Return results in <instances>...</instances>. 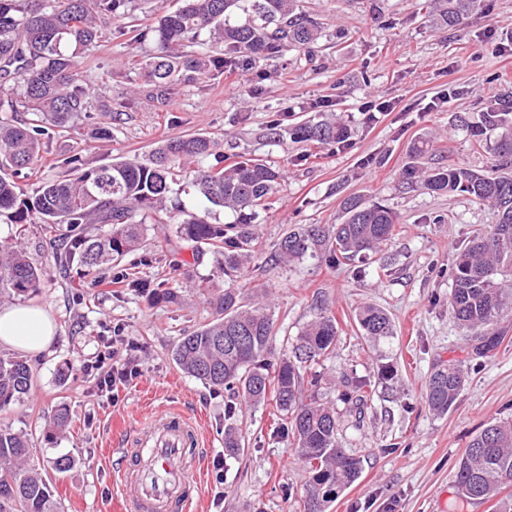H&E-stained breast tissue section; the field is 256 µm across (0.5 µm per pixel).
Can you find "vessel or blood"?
Returning a JSON list of instances; mask_svg holds the SVG:
<instances>
[{"label":"vessel or blood","instance_id":"obj_1","mask_svg":"<svg viewBox=\"0 0 512 512\" xmlns=\"http://www.w3.org/2000/svg\"><path fill=\"white\" fill-rule=\"evenodd\" d=\"M193 429L183 414L163 413L142 425L134 447L119 449L122 512H190L200 464Z\"/></svg>","mask_w":512,"mask_h":512}]
</instances>
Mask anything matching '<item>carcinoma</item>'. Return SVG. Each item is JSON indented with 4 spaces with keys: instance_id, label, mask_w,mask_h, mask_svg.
I'll return each instance as SVG.
<instances>
[{
    "instance_id": "obj_1",
    "label": "carcinoma",
    "mask_w": 512,
    "mask_h": 512,
    "mask_svg": "<svg viewBox=\"0 0 512 512\" xmlns=\"http://www.w3.org/2000/svg\"><path fill=\"white\" fill-rule=\"evenodd\" d=\"M0 0V78L16 88L0 89V216L12 224H39L53 235L57 261L76 265L86 277L136 250L150 214L169 209L178 237L222 258L231 278L252 257L258 210L283 178L273 165L247 159L224 166L209 162L211 140L184 135L161 142L149 153L118 157L95 168L82 167L75 153L63 159L68 174L45 183L30 195L21 185L40 156L42 137L80 115L92 119L87 97L91 81L79 61L80 49L94 44L98 22L110 18L115 33L128 0ZM477 0H445L437 21L461 30ZM207 34L223 45L214 57L202 50L185 52L188 43L205 46ZM317 23L299 11L297 0H181L157 22L133 37L148 39L155 51L142 62L151 93L163 98L174 86L196 76L221 72L226 65L250 64L283 49L308 47L319 38ZM31 114L29 119L19 113ZM470 136L493 157L489 173L450 164L422 170L411 162L403 178L434 193L459 191L498 211V223L476 233L457 250L448 308L458 324L477 331V347L487 353L498 344L500 325L512 321L506 300L512 295V86L484 106L480 120L461 119ZM295 138L320 144L346 142L342 123H310L293 130ZM184 173L206 204L205 214L190 212L169 197L174 176ZM218 207L235 215L231 224H213L208 213ZM340 224H298L281 236L277 257L284 263L326 258L333 262L369 259L394 237L397 216L380 203L357 196L342 201ZM44 272L31 262L19 238H0V293L34 294ZM124 287L144 293L153 303H179L165 283L127 276ZM213 319L182 337L172 351L188 375L228 394L224 403V456L245 452L238 423L242 406H258L273 397L278 429L291 442L308 473L303 512H325L339 490L362 473L359 458L338 443L341 416L318 398L320 372L307 369L328 359L336 348V317L320 310L289 344L276 348L273 315L243 289L230 283L211 297ZM356 322L370 339L394 335L390 317L367 307ZM465 382L456 363L440 366L425 385L428 408L439 415L454 405ZM32 387L29 365L0 356V411L21 401ZM364 384L354 381L339 393L347 411L362 414ZM34 448L26 435L0 427V512H56L52 490L31 465ZM512 483V422L486 425L457 462L455 487L465 502L491 500Z\"/></svg>"
}]
</instances>
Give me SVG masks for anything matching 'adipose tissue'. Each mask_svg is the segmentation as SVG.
Here are the masks:
<instances>
[{
	"instance_id": "obj_1",
	"label": "adipose tissue",
	"mask_w": 512,
	"mask_h": 512,
	"mask_svg": "<svg viewBox=\"0 0 512 512\" xmlns=\"http://www.w3.org/2000/svg\"><path fill=\"white\" fill-rule=\"evenodd\" d=\"M58 327L43 307L13 305L0 309V347L33 356L48 352Z\"/></svg>"
}]
</instances>
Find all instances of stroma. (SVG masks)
Returning a JSON list of instances; mask_svg holds the SVG:
<instances>
[{
	"label": "stroma",
	"instance_id": "1",
	"mask_svg": "<svg viewBox=\"0 0 512 512\" xmlns=\"http://www.w3.org/2000/svg\"><path fill=\"white\" fill-rule=\"evenodd\" d=\"M299 7L321 27L308 50L289 49L198 77L164 100L148 97L139 68L152 42L132 46L114 35L112 23L101 24L99 41L81 54L92 82L94 121L79 119L51 131L24 188L32 194L65 175L62 161L75 153L94 167L187 134L213 140L225 163L243 156L282 170V181L259 212V241L236 285L264 297L279 336H296L322 307L338 321L336 349L320 368L319 397L342 412L339 443L361 457L363 469L328 512H501L512 503V484L498 499L466 504L455 492L454 475L485 425L512 421V323L503 324L498 346L480 357L470 331L448 309L456 249L497 216L470 196L408 185L401 171L417 140L432 146L420 158L421 168H490L488 152L457 118L478 121L482 101L495 92L488 71L512 85V54L498 47L502 27L512 23V0H480L461 31L436 27L427 0H299ZM373 100L389 109L372 119L365 107ZM111 103L123 104V111H108ZM336 119L350 131L344 144L325 149L289 135L300 122ZM96 126L110 129V136L95 137ZM348 195L380 202L397 214L396 235L382 251V263L367 265L361 275L354 261H276L287 227L341 223V202ZM15 235L30 260L42 266L44 279L37 294L2 298L0 306L45 307L58 336L49 353L28 357L32 389L0 412V425L28 435L58 512H116L114 448L135 437L157 410L197 420L201 512H298L307 473L274 423L273 403L244 408L245 453L225 458L224 390L187 375L171 357L181 336L212 317L203 290L224 286L212 253L181 241L160 212L149 218L139 250L101 272L96 287L91 278L64 275L39 225L1 219L0 237ZM126 273L165 281L180 294V303H150L118 283ZM367 305L391 317V338L371 342L360 335L353 317ZM110 336L141 345L132 355L139 374L120 389L115 403L97 394L95 376L85 370ZM448 362L463 367L466 382L448 413L437 415L425 402L424 386L435 367ZM355 379L365 381L368 395L359 421L337 401L344 382ZM62 408L69 413V429L46 437V421ZM61 457L70 462L63 473L52 467ZM220 457L226 460L224 497L217 502L213 461Z\"/></svg>",
	"mask_w": 512,
	"mask_h": 512
}]
</instances>
